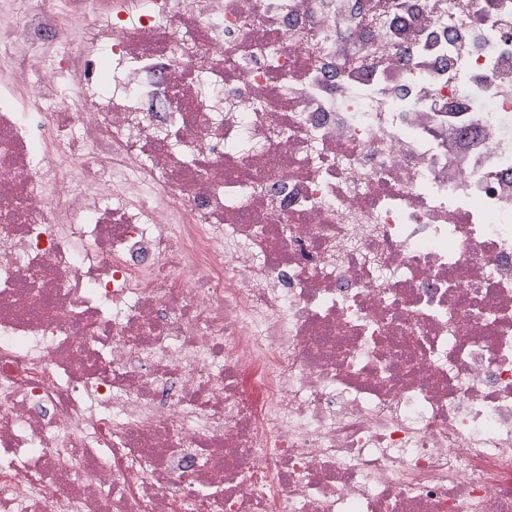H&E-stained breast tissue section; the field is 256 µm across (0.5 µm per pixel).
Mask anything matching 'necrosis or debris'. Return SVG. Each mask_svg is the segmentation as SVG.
Returning a JSON list of instances; mask_svg holds the SVG:
<instances>
[{"label":"necrosis or debris","mask_w":512,"mask_h":512,"mask_svg":"<svg viewBox=\"0 0 512 512\" xmlns=\"http://www.w3.org/2000/svg\"><path fill=\"white\" fill-rule=\"evenodd\" d=\"M0 66V512H512V0H0Z\"/></svg>","instance_id":"obj_1"}]
</instances>
